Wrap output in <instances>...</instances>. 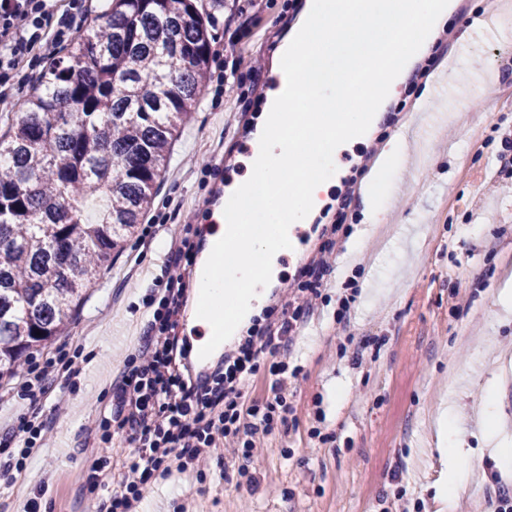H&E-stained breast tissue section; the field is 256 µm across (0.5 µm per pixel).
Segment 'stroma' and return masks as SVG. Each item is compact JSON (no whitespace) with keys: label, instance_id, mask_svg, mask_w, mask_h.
<instances>
[{"label":"stroma","instance_id":"stroma-1","mask_svg":"<svg viewBox=\"0 0 512 512\" xmlns=\"http://www.w3.org/2000/svg\"><path fill=\"white\" fill-rule=\"evenodd\" d=\"M448 29L431 57L414 68L404 99L411 111L421 88L430 104L412 132L436 156L414 161L397 181L391 218L346 265L342 257L360 226L355 201L327 204L321 224L338 225L330 238L305 233L312 256L330 245L323 283L331 296L345 292L361 266L360 292L347 329L333 307H321L293 347L297 377L287 381L293 411L265 437L255 460L258 483L240 476L235 441H223L204 466L157 481L144 496L151 512H439L438 488L459 469L472 478L453 512H494L498 485L512 487V464L491 456L480 416L492 410L512 436V376L498 359L512 356V314L495 303L504 274H512V177L501 172L512 139V40L459 41L462 22L481 23L486 0H458ZM293 0H224L213 30L210 69L227 73L238 60L259 61L244 87H225L221 102L202 95L175 141L151 211L165 222L163 248L128 239L123 253L87 291L79 313L58 344L83 348L89 361L77 384L58 380L50 398L12 396L14 380H0V430L14 416L34 413L53 427L50 447L35 452L25 471L0 475V512H88L108 504L110 489L89 491L99 460L120 468L133 449L128 434L103 447L84 422L110 410L128 355L146 334L143 306L154 278L175 258L182 240L203 242L210 229L204 204L217 181L247 171L250 134L277 77L271 52L287 36ZM448 68L451 79L440 70ZM383 122L373 138L350 142L336 158L340 172L366 176L394 131ZM348 355L363 348L361 367ZM453 397L466 428L465 453L450 462L436 444L432 422L439 398ZM327 442L309 437L311 428Z\"/></svg>","mask_w":512,"mask_h":512}]
</instances>
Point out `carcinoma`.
<instances>
[{
  "label": "carcinoma",
  "mask_w": 512,
  "mask_h": 512,
  "mask_svg": "<svg viewBox=\"0 0 512 512\" xmlns=\"http://www.w3.org/2000/svg\"><path fill=\"white\" fill-rule=\"evenodd\" d=\"M198 0H100L0 129V380L63 334L144 223L203 91Z\"/></svg>",
  "instance_id": "cac0c4a2"
}]
</instances>
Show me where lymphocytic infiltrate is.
<instances>
[{
    "label": "lymphocytic infiltrate",
    "mask_w": 512,
    "mask_h": 512,
    "mask_svg": "<svg viewBox=\"0 0 512 512\" xmlns=\"http://www.w3.org/2000/svg\"><path fill=\"white\" fill-rule=\"evenodd\" d=\"M89 10L88 0H68L62 12L57 0H0V93L9 87L19 58L43 64L40 48L73 40ZM187 271L176 263L155 279L144 303L149 316L145 342L127 357L113 385L111 414L98 415L89 425L102 444H111L119 431L131 433L135 443L109 512H133L153 478L201 464L223 439L236 441L242 457L252 460L260 438L286 422L292 410L282 380L288 362L272 364L274 380L265 399H247L246 391L268 349L290 353L301 320L327 301L321 280L297 282L291 291L292 312L275 305L265 309L202 374L196 370L192 344L176 331L177 317L188 301ZM81 372L76 355L62 349L44 366H27L15 390L21 398L45 396L53 379H73ZM47 434L46 421L19 415L0 435V470H25L34 450L45 446Z\"/></svg>",
    "instance_id": "lymphocytic-infiltrate-1"
}]
</instances>
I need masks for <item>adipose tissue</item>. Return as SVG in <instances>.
Here are the masks:
<instances>
[{"label":"adipose tissue","instance_id":"1","mask_svg":"<svg viewBox=\"0 0 512 512\" xmlns=\"http://www.w3.org/2000/svg\"><path fill=\"white\" fill-rule=\"evenodd\" d=\"M409 149V128L402 123L388 138L372 175V184L360 198L364 226L355 234L356 244H363L375 234L379 225L387 223L386 201L392 194L396 175L404 168Z\"/></svg>","mask_w":512,"mask_h":512}]
</instances>
